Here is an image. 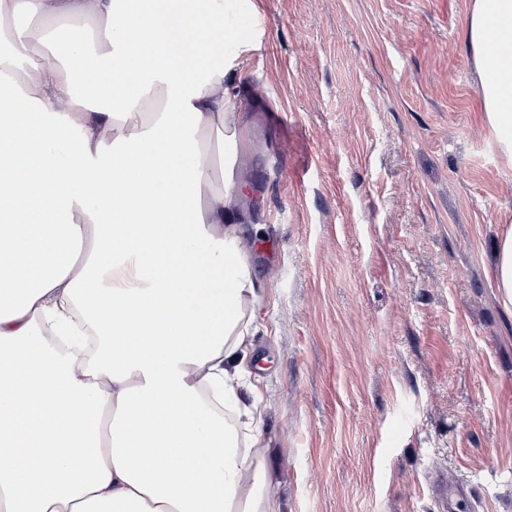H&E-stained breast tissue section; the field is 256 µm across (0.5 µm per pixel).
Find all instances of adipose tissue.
I'll use <instances>...</instances> for the list:
<instances>
[{
	"label": "adipose tissue",
	"mask_w": 512,
	"mask_h": 512,
	"mask_svg": "<svg viewBox=\"0 0 512 512\" xmlns=\"http://www.w3.org/2000/svg\"><path fill=\"white\" fill-rule=\"evenodd\" d=\"M225 7L0 0V73L37 104L0 141V512H282L244 382L264 296L224 179L257 39ZM144 38L160 54L132 80ZM466 39L512 161V0H474Z\"/></svg>",
	"instance_id": "adipose-tissue-1"
}]
</instances>
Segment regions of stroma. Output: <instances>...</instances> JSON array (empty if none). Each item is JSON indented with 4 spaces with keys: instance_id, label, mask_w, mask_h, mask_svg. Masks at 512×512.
<instances>
[{
    "instance_id": "obj_1",
    "label": "stroma",
    "mask_w": 512,
    "mask_h": 512,
    "mask_svg": "<svg viewBox=\"0 0 512 512\" xmlns=\"http://www.w3.org/2000/svg\"><path fill=\"white\" fill-rule=\"evenodd\" d=\"M224 153L267 291L247 361L283 512H512V313L491 280L512 163L464 32L473 0H258ZM433 485L441 503V512L461 511L463 505L469 501L466 493L467 486L463 483L448 487L447 483L437 479Z\"/></svg>"
}]
</instances>
